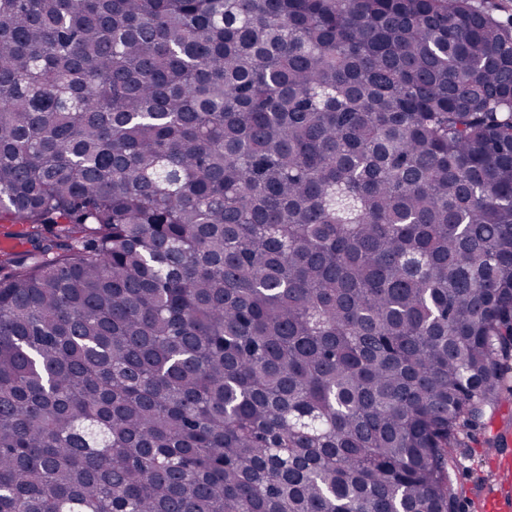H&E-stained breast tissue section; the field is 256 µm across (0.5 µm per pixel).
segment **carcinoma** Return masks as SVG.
<instances>
[{"label": "carcinoma", "instance_id": "cac0c4a2", "mask_svg": "<svg viewBox=\"0 0 512 512\" xmlns=\"http://www.w3.org/2000/svg\"><path fill=\"white\" fill-rule=\"evenodd\" d=\"M0 512H458L512 371V31L469 0H0ZM31 224H11L0 220V258L3 254H18L31 249V239L37 233Z\"/></svg>", "mask_w": 512, "mask_h": 512}]
</instances>
